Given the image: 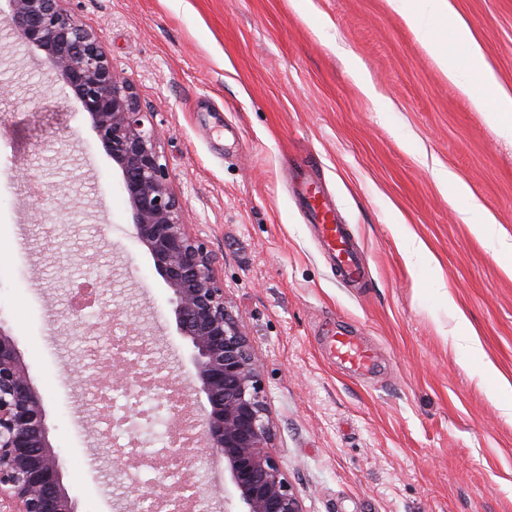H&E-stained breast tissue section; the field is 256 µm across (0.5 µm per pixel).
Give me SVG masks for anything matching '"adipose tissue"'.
Here are the masks:
<instances>
[{
  "instance_id": "1",
  "label": "adipose tissue",
  "mask_w": 512,
  "mask_h": 512,
  "mask_svg": "<svg viewBox=\"0 0 512 512\" xmlns=\"http://www.w3.org/2000/svg\"><path fill=\"white\" fill-rule=\"evenodd\" d=\"M438 66L503 135L512 138V93L498 82L468 24L449 0H391ZM469 221L493 255L512 271V239L500 235L482 208L468 210Z\"/></svg>"
}]
</instances>
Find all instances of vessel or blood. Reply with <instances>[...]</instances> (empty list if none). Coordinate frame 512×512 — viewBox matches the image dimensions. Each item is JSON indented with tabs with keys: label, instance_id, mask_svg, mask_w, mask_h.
Segmentation results:
<instances>
[{
	"label": "vessel or blood",
	"instance_id": "vessel-or-blood-1",
	"mask_svg": "<svg viewBox=\"0 0 512 512\" xmlns=\"http://www.w3.org/2000/svg\"><path fill=\"white\" fill-rule=\"evenodd\" d=\"M299 192L306 205L307 220L314 224L322 248L332 255L339 277L352 287H361L365 261L353 245L345 225L337 222L318 186L304 181ZM331 351L339 362L360 372L373 371L377 366L373 351L343 331L332 336Z\"/></svg>",
	"mask_w": 512,
	"mask_h": 512
}]
</instances>
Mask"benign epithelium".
Returning a JSON list of instances; mask_svg holds the SVG:
<instances>
[{
    "label": "benign epithelium",
    "mask_w": 512,
    "mask_h": 512,
    "mask_svg": "<svg viewBox=\"0 0 512 512\" xmlns=\"http://www.w3.org/2000/svg\"><path fill=\"white\" fill-rule=\"evenodd\" d=\"M65 0H12L10 25L45 53L72 89L92 128L122 173L138 241L163 278L177 327L192 347L194 383L210 410L200 426L204 448L224 460L242 512H303L297 491L270 451L271 423L260 367L238 319L224 300L205 242L187 230L158 150L160 133L146 127L133 88L101 44L78 24ZM172 434L185 430V398L173 396ZM156 482L143 497L157 510L183 492ZM0 512H78L63 483V461L48 439L43 396L16 340L0 326Z\"/></svg>",
    "instance_id": "1"
}]
</instances>
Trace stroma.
Wrapping results in <instances>:
<instances>
[{"label":"stroma","instance_id":"1","mask_svg":"<svg viewBox=\"0 0 512 512\" xmlns=\"http://www.w3.org/2000/svg\"><path fill=\"white\" fill-rule=\"evenodd\" d=\"M512 92V0H450ZM130 82L188 230L207 243L224 297L260 366L272 451L304 512H512V422L457 344L512 382V276L434 172L512 237V139L449 82L390 0H66ZM0 0V327L43 396L64 484L80 512H123V480L78 422L94 391L87 350L140 330L162 379L189 384V341L136 238L119 169L72 90L9 27ZM357 59L376 91L353 78ZM386 110H378L375 97ZM314 170L367 257L346 287L321 250L289 172ZM39 185L48 206L28 207ZM433 260L411 257L407 238ZM91 315L69 313L85 278ZM352 330L379 369L351 372L329 350ZM96 464H88V455ZM187 478L223 504L224 463L187 447Z\"/></svg>","mask_w":512,"mask_h":512}]
</instances>
